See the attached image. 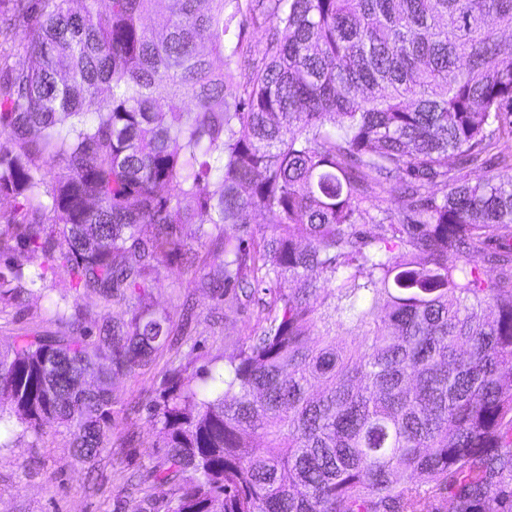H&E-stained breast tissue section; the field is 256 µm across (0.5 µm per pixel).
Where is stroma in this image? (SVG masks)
I'll list each match as a JSON object with an SVG mask.
<instances>
[{"label": "stroma", "instance_id": "stroma-1", "mask_svg": "<svg viewBox=\"0 0 512 512\" xmlns=\"http://www.w3.org/2000/svg\"><path fill=\"white\" fill-rule=\"evenodd\" d=\"M152 295L158 306L176 315L183 302H190L204 322L179 357L160 350L136 374L115 379L112 432L117 437L134 435V447L112 445L85 469L72 459L69 434L56 427L47 429L37 445L0 448V512H166L170 486L138 482L159 453L143 404L158 398L173 369L222 372L225 338L254 337L261 326L256 315L223 305L195 288L193 272L175 261L163 270ZM60 329L45 298L33 296L20 306L0 304L2 347L26 332L53 334Z\"/></svg>", "mask_w": 512, "mask_h": 512}]
</instances>
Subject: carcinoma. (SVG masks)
Returning <instances> with one entry per match:
<instances>
[{
    "label": "carcinoma",
    "instance_id": "carcinoma-1",
    "mask_svg": "<svg viewBox=\"0 0 512 512\" xmlns=\"http://www.w3.org/2000/svg\"><path fill=\"white\" fill-rule=\"evenodd\" d=\"M5 2L0 303L47 297L64 330L0 349V433L99 457L184 256L265 326L146 404L168 512H512V0H167L150 25L158 0ZM267 20L238 82L228 34Z\"/></svg>",
    "mask_w": 512,
    "mask_h": 512
}]
</instances>
